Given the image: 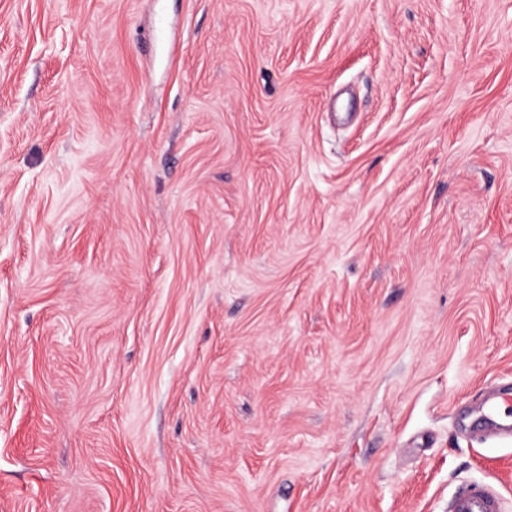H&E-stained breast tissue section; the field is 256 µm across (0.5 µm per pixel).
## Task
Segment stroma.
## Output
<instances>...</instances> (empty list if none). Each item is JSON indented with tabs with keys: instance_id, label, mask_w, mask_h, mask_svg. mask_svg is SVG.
Masks as SVG:
<instances>
[{
	"instance_id": "35a3bbf8",
	"label": "stroma",
	"mask_w": 512,
	"mask_h": 512,
	"mask_svg": "<svg viewBox=\"0 0 512 512\" xmlns=\"http://www.w3.org/2000/svg\"><path fill=\"white\" fill-rule=\"evenodd\" d=\"M512 0H0V512H512ZM448 512H503L502 499L489 484L466 483L448 501Z\"/></svg>"
}]
</instances>
